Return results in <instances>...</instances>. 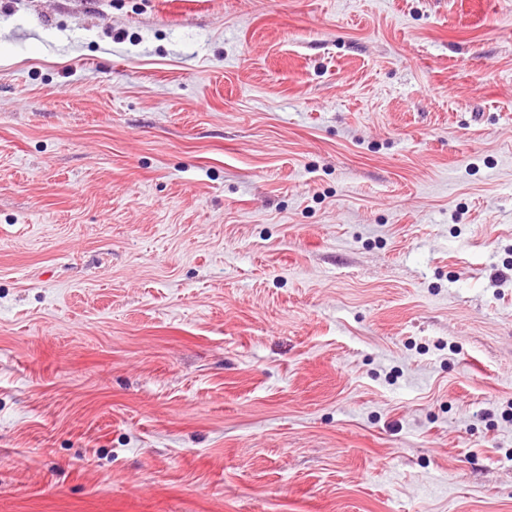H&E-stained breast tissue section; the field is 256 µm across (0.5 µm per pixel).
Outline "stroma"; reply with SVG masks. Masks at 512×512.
<instances>
[{"mask_svg":"<svg viewBox=\"0 0 512 512\" xmlns=\"http://www.w3.org/2000/svg\"><path fill=\"white\" fill-rule=\"evenodd\" d=\"M0 512H512V0H0Z\"/></svg>","mask_w":512,"mask_h":512,"instance_id":"obj_1","label":"stroma"}]
</instances>
